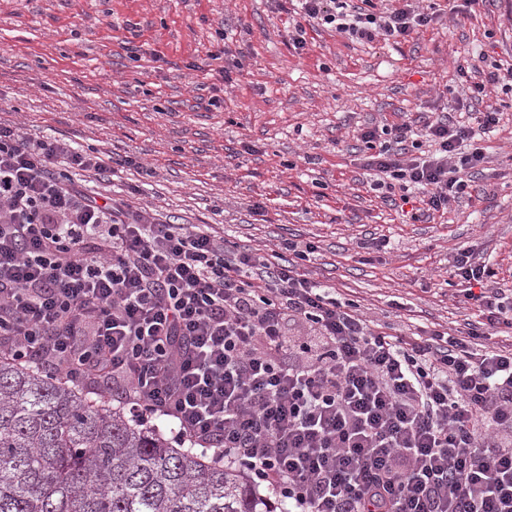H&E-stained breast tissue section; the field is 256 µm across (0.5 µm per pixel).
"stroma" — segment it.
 <instances>
[{
  "label": "stroma",
  "mask_w": 512,
  "mask_h": 512,
  "mask_svg": "<svg viewBox=\"0 0 512 512\" xmlns=\"http://www.w3.org/2000/svg\"><path fill=\"white\" fill-rule=\"evenodd\" d=\"M461 2L421 0L439 22L398 45L310 27L299 52L295 0H0V120L96 148L113 175L68 173L89 195L136 196L230 247L312 244L311 277L371 318L452 333L479 318L448 264L457 249L483 253L494 287L512 289V93L484 97L500 121L444 213L388 202L356 132L442 111L471 84L465 59L512 60V0L459 14ZM369 237L390 246L360 249Z\"/></svg>",
  "instance_id": "stroma-1"
}]
</instances>
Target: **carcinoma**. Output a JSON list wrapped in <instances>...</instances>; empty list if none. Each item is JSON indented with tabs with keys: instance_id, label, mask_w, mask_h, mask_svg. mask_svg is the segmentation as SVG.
I'll return each instance as SVG.
<instances>
[{
	"instance_id": "1",
	"label": "carcinoma",
	"mask_w": 512,
	"mask_h": 512,
	"mask_svg": "<svg viewBox=\"0 0 512 512\" xmlns=\"http://www.w3.org/2000/svg\"><path fill=\"white\" fill-rule=\"evenodd\" d=\"M0 512H271L248 475L0 352Z\"/></svg>"
}]
</instances>
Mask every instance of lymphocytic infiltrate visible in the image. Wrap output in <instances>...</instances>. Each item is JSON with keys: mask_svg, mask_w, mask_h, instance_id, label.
<instances>
[{"mask_svg": "<svg viewBox=\"0 0 512 512\" xmlns=\"http://www.w3.org/2000/svg\"><path fill=\"white\" fill-rule=\"evenodd\" d=\"M316 27L395 44L439 16L418 0H298ZM435 112L357 133L366 170L402 204L447 210L495 127ZM433 151L423 152L424 143ZM101 173L98 152L0 122V350L85 388L116 390L133 420L168 419L181 445L245 470L284 512H512V295L472 248L450 264L481 319L451 335L397 336L288 260L228 249L201 224L88 195L64 169ZM312 336L301 345L285 325Z\"/></svg>", "mask_w": 512, "mask_h": 512, "instance_id": "lymphocytic-infiltrate-1", "label": "lymphocytic infiltrate"}]
</instances>
